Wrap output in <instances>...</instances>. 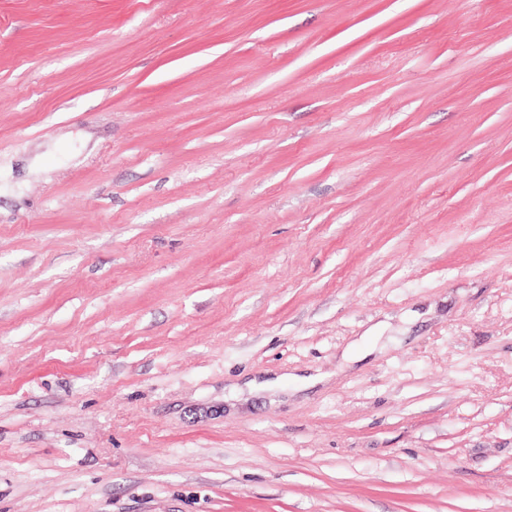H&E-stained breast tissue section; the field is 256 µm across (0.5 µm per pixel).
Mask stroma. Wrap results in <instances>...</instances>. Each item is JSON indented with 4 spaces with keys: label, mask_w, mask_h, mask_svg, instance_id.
I'll list each match as a JSON object with an SVG mask.
<instances>
[{
    "label": "stroma",
    "mask_w": 512,
    "mask_h": 512,
    "mask_svg": "<svg viewBox=\"0 0 512 512\" xmlns=\"http://www.w3.org/2000/svg\"><path fill=\"white\" fill-rule=\"evenodd\" d=\"M0 512H512V0H0Z\"/></svg>",
    "instance_id": "stroma-1"
}]
</instances>
